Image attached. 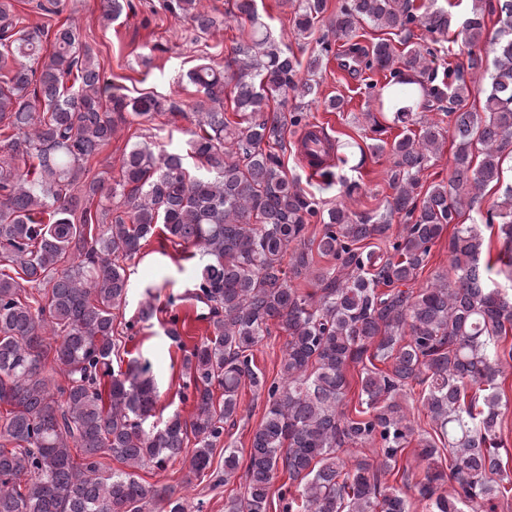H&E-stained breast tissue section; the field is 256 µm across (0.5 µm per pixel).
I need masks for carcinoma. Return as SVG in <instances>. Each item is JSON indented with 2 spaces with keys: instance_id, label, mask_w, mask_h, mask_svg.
Listing matches in <instances>:
<instances>
[{
  "instance_id": "carcinoma-1",
  "label": "carcinoma",
  "mask_w": 512,
  "mask_h": 512,
  "mask_svg": "<svg viewBox=\"0 0 512 512\" xmlns=\"http://www.w3.org/2000/svg\"><path fill=\"white\" fill-rule=\"evenodd\" d=\"M227 2L224 15L251 29L225 50L224 69L202 64L188 73L202 94L193 112L199 131L170 152L135 143L111 185L90 175L87 162L117 125L179 107L153 93L112 91L71 24L57 29L49 61L36 71L44 30L0 0V512H185L173 488L145 485L134 470L164 468L192 436L190 471L204 473L246 383L267 390V409L253 433L246 491L228 512H268L280 468L288 473L282 512H407L403 494L382 477L414 440L402 404L413 380L425 385L437 434L416 439L417 456L448 453L456 483L447 493L444 469L427 468L417 487L428 512H496L495 500L509 492L498 377L512 360V345H504L512 331V182L502 177L512 156V3L488 0L485 12L472 0L460 14L414 0H343L304 66L259 21L257 0ZM278 4L293 9L304 38L325 11V0ZM166 7L183 12L196 41L221 25L197 0ZM487 12L497 16L492 33ZM368 24L384 34L369 49L355 42ZM450 32L467 46L465 68L435 66ZM487 35L491 69L473 51ZM338 43L343 70L384 76L380 87L366 83L369 97L402 124L388 170L394 194L381 214L343 202L324 208L289 181L275 152L287 129L309 126L289 97L316 94L322 57ZM467 69L483 71L485 84H468ZM476 93L481 114L464 109ZM415 106L453 124L446 185L421 183L444 135L424 115L419 131L409 129ZM488 187L496 198L484 210ZM117 197L124 210L112 218ZM468 211L497 228L496 257L462 222ZM395 216L405 224L399 237L390 234ZM313 220L322 225L318 239L306 238ZM158 224L172 242L209 256L191 297L208 308L210 332L189 347L179 316L170 318L165 334L183 352L179 396L193 400L194 412L188 421L173 414L153 434L143 424L158 398L155 383L133 361L115 369L112 357L116 312L129 293L125 263ZM450 224L453 279L413 291ZM315 251L335 265L315 267ZM294 279L316 291L299 293ZM272 325L287 339L280 377L268 385L253 348ZM50 355L60 381L44 374ZM389 359L391 369L376 366ZM364 361L350 410L347 367ZM367 442L378 445L380 460L347 468L343 448ZM104 453L130 471L105 473Z\"/></svg>"
}]
</instances>
